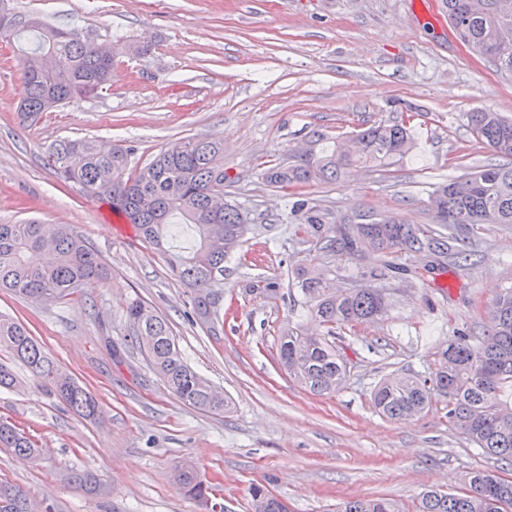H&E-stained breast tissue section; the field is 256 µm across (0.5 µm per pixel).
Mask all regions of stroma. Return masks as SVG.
Wrapping results in <instances>:
<instances>
[{"label":"stroma","instance_id":"35a3bbf8","mask_svg":"<svg viewBox=\"0 0 512 512\" xmlns=\"http://www.w3.org/2000/svg\"><path fill=\"white\" fill-rule=\"evenodd\" d=\"M48 23L101 41L147 42L119 57L108 90L22 123L17 46L0 48V223L37 220L81 234L110 272L102 288L44 303L0 291V314L24 324L97 399L95 421L48 397L0 345L24 384L0 390V421L43 450L39 463L0 448V481L54 512H204L174 478L193 461L224 512H250L261 485L291 512H336L352 498H387L413 512L425 489L465 486L473 469H497L448 424L441 401L390 421L370 401L400 369L427 372L457 333L481 334L496 288L512 284V224L475 225L467 262L405 254L404 273L373 255L340 256L295 236V196L263 171L306 145L313 132L345 139L379 121L409 118L414 148L392 166L301 188L299 196L350 217L358 207L429 224V196L449 178L501 158L479 143L468 113L512 118V75L473 56L448 25L442 0H13ZM93 138L131 147L142 167L185 137L224 141V190L255 216L256 229L224 265L221 321L192 319V294L165 254L115 222L109 205L57 180L45 163L55 141ZM325 271L334 287L386 288L389 309L336 346L344 387L316 396L277 363L281 327L317 330L297 270ZM275 283L266 297L256 287ZM140 299L167 318L187 363L223 391L227 411H198L169 392L130 342L125 311ZM95 472L109 492L68 483Z\"/></svg>","mask_w":512,"mask_h":512}]
</instances>
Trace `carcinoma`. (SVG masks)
Here are the masks:
<instances>
[{
  "label": "carcinoma",
  "mask_w": 512,
  "mask_h": 512,
  "mask_svg": "<svg viewBox=\"0 0 512 512\" xmlns=\"http://www.w3.org/2000/svg\"><path fill=\"white\" fill-rule=\"evenodd\" d=\"M451 26L469 51L491 59L512 73V0H444ZM10 40L32 38L23 51L19 112L35 120L42 113L89 97L108 88L112 68L124 53L145 55L150 47L126 41L109 43V54L79 28H61L37 14L14 13L6 33ZM49 52L57 60L51 74L33 69L31 59ZM477 139L507 165H487L439 185L430 196L434 224H403L395 217L361 211L355 219L333 223L318 205L297 206V228L345 256L366 252L383 256L421 254L435 261L447 256L468 260L470 253L457 227L476 224H512V119L498 112L468 113ZM314 135L310 147L290 153L288 162L265 173L268 183L293 187L335 180L357 167H384L412 148L405 121L375 122L346 141L323 145ZM129 150L112 145L104 150L95 139H66L54 144L46 164L63 182L79 184L91 198L106 202L112 211L137 227L147 243L163 247L174 218L194 225L197 244L189 251L167 253L173 275L191 288L193 309L200 322H219L212 298L224 287V262L254 231L252 211L234 200L224 209L211 208V198L224 194V141L189 137L162 148L141 168L129 167ZM108 271L83 236L63 224L30 221L0 224V290L17 296L58 302L83 288L107 284ZM300 289L312 317L326 328L307 334L284 328L278 337L282 368L306 391L328 395L338 391L347 376V362L336 349V330L374 322L388 311L384 289L373 286L333 288L324 273L302 271ZM488 325L479 336H457L448 341L429 375L396 372L384 377L372 392V403L385 418L401 421L427 409L433 398H443L448 424L466 436L490 458L512 465V287L496 289L487 307ZM131 341L146 356L165 386L195 409L221 414L224 394L186 362L167 320L140 300L126 310ZM5 344L39 380L41 388L86 419L94 418L97 401L67 373L21 323L0 315V344ZM0 448L33 463L42 449L15 426L0 423ZM185 494L205 505L212 490L196 466L185 461L175 467ZM68 480L92 494L105 492L92 474L72 470ZM251 512H288L263 486L250 491ZM11 512H33L26 493L0 483V500ZM512 508V478L490 469L467 474L459 493L425 491L416 512H506ZM336 512H398L385 498L349 499Z\"/></svg>",
  "instance_id": "carcinoma-1"
}]
</instances>
